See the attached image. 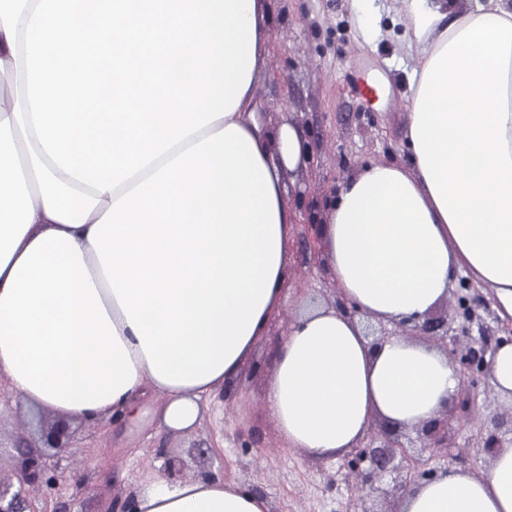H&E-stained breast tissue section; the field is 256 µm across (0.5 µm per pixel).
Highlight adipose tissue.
<instances>
[{"label": "adipose tissue", "mask_w": 512, "mask_h": 512, "mask_svg": "<svg viewBox=\"0 0 512 512\" xmlns=\"http://www.w3.org/2000/svg\"><path fill=\"white\" fill-rule=\"evenodd\" d=\"M418 77L409 164L368 162L321 226L355 315L318 301L274 348L264 407L329 459L377 421L437 418L459 379L415 336L459 275L512 318V0H405ZM263 0H0V377L90 425L136 416L193 430L285 302L295 214L284 170L307 150L255 114ZM129 512H269L223 480L147 478ZM401 512H512V446L479 474L445 466Z\"/></svg>", "instance_id": "obj_1"}]
</instances>
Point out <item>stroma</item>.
<instances>
[{
	"label": "stroma",
	"instance_id": "obj_1",
	"mask_svg": "<svg viewBox=\"0 0 512 512\" xmlns=\"http://www.w3.org/2000/svg\"><path fill=\"white\" fill-rule=\"evenodd\" d=\"M380 30L359 25L350 0H266L270 18L265 78L257 108L264 125H299L307 146L306 165L284 173V198L296 214L283 308L272 318L266 342L223 395L219 416L205 417L191 433H168L153 416L88 425L71 422L64 449L51 462L60 486L32 493L35 512H112L136 483L149 476L172 480L209 476L263 495L270 512H396L401 496L388 474L362 492L343 457L314 459L288 447L264 408L269 346L281 339L310 300L335 302L338 291L325 270L309 224H321L339 185L368 161L405 160V134L412 110L413 62L402 49L409 25L400 0H376ZM381 84L371 108L347 91L352 76ZM491 299L488 289L457 280L441 311L451 313L450 335L467 342L479 334L504 337L512 331L496 311L468 322L456 316L459 296ZM474 403L470 415L454 416L453 458L423 449L431 467L454 465L478 473L488 465L482 441L493 416L512 410L491 389L486 376L459 387ZM55 415L0 390V480L14 481L17 437L38 439Z\"/></svg>",
	"mask_w": 512,
	"mask_h": 512
}]
</instances>
